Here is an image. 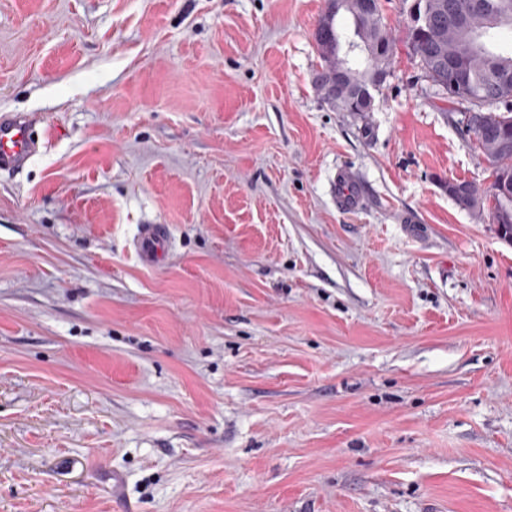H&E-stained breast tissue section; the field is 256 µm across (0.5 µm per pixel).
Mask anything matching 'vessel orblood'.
<instances>
[{
  "mask_svg": "<svg viewBox=\"0 0 512 512\" xmlns=\"http://www.w3.org/2000/svg\"><path fill=\"white\" fill-rule=\"evenodd\" d=\"M47 132L38 130L28 115L0 114V172L22 170L47 140ZM333 197L337 207L353 213L363 203L362 190L355 172L341 167L333 182ZM171 246L169 228L164 224H143L138 228L134 250L138 259L147 266L157 265Z\"/></svg>",
  "mask_w": 512,
  "mask_h": 512,
  "instance_id": "obj_1",
  "label": "vessel or blood"
}]
</instances>
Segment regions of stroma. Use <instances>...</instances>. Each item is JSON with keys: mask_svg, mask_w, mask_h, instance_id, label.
Masks as SVG:
<instances>
[{"mask_svg": "<svg viewBox=\"0 0 512 512\" xmlns=\"http://www.w3.org/2000/svg\"><path fill=\"white\" fill-rule=\"evenodd\" d=\"M381 4L343 112L325 0H0V113L50 129L0 172V512H512V245ZM338 0H326L324 13L318 21L329 18V31L323 36L318 33L316 37V50L323 64L320 70L314 74V85L322 94L324 101L343 112H369L357 100L355 89L367 85L372 79L376 70L389 72L396 53V39L381 21L380 0H365V5L359 9L356 4L358 0H347L349 5L359 12V16L350 9H338L336 13V2ZM341 11L351 14L353 17V37L341 33L336 25V17ZM357 38V39H356ZM360 42V43H358ZM343 43H348L344 50ZM328 44L332 49L333 60L326 57L323 45ZM336 45L339 56V66L343 71L345 87L329 91L331 82V71L336 68V78H340L341 71L336 61ZM360 49L349 56L355 49ZM359 54H364L366 66L360 70ZM333 197L336 206L348 213L359 210L363 203L362 190L355 172L342 166L337 172L333 182ZM171 246L168 225L141 224L134 241V250L145 266H156Z\"/></svg>", "mask_w": 512, "mask_h": 512, "instance_id": "1", "label": "stroma"}]
</instances>
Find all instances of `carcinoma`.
I'll list each match as a JSON object with an SVG mask.
<instances>
[{
  "label": "carcinoma",
  "instance_id": "carcinoma-1",
  "mask_svg": "<svg viewBox=\"0 0 512 512\" xmlns=\"http://www.w3.org/2000/svg\"><path fill=\"white\" fill-rule=\"evenodd\" d=\"M336 2L326 0L320 20H329L326 35L316 37V48L322 60L314 74V85L324 101L343 112H364L355 89L366 85L377 70L391 68L396 53V39L381 21L380 0H365L359 13L352 14L353 36L341 33L336 25ZM446 0H414L410 11L429 6L439 15L437 22L421 30L412 23L407 30V43L426 78L437 85L448 80V72L456 69L467 78L464 94L443 92L448 111L464 113L458 125L473 135L475 148L488 163L491 183L481 189L467 181L456 182L460 196L456 201L473 211L488 207L497 223L500 238L512 244V222L498 223L500 214L512 212V183L501 189L500 181L512 176V102L488 103L484 96L497 77H508L512 85V52H503L495 44L493 27L481 28L485 10L474 7L480 2L498 10V28L512 29V0H458L463 14L448 17ZM343 71L345 87L329 91L331 71Z\"/></svg>",
  "mask_w": 512,
  "mask_h": 512
}]
</instances>
